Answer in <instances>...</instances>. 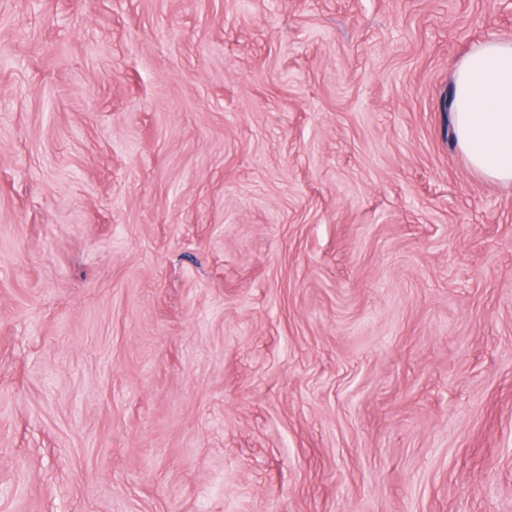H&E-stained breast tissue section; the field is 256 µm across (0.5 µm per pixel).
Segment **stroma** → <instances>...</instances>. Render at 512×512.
<instances>
[{
	"label": "stroma",
	"mask_w": 512,
	"mask_h": 512,
	"mask_svg": "<svg viewBox=\"0 0 512 512\" xmlns=\"http://www.w3.org/2000/svg\"><path fill=\"white\" fill-rule=\"evenodd\" d=\"M498 0H0V512H512ZM454 139L483 177L512 181V41L488 39L457 65L450 97Z\"/></svg>",
	"instance_id": "obj_1"
}]
</instances>
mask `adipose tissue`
I'll return each instance as SVG.
<instances>
[{
    "label": "adipose tissue",
    "instance_id": "1",
    "mask_svg": "<svg viewBox=\"0 0 512 512\" xmlns=\"http://www.w3.org/2000/svg\"><path fill=\"white\" fill-rule=\"evenodd\" d=\"M454 139L483 177L512 181V41L492 38L458 64L450 97Z\"/></svg>",
    "mask_w": 512,
    "mask_h": 512
}]
</instances>
